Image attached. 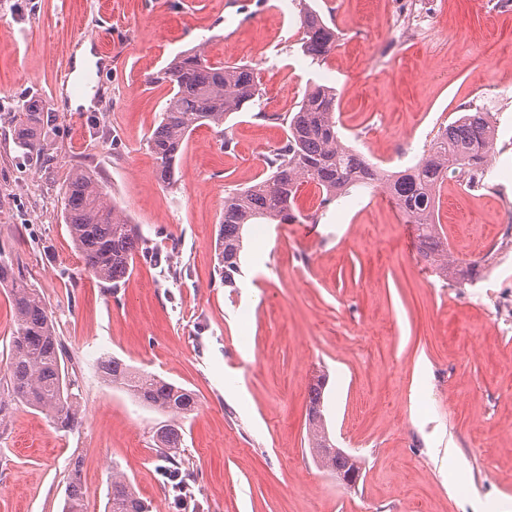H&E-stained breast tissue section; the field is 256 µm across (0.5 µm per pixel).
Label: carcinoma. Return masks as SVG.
<instances>
[{
    "mask_svg": "<svg viewBox=\"0 0 512 512\" xmlns=\"http://www.w3.org/2000/svg\"><path fill=\"white\" fill-rule=\"evenodd\" d=\"M300 25L305 29L304 53L324 61L335 50L336 30L309 6H304ZM151 84L172 86L158 126L148 138L158 178L173 184L177 160L188 135L207 126L224 135V148L231 146L224 123L236 112L254 107V117L280 121L286 126L284 143L265 159L266 172L254 184L225 193L216 240L217 272L224 286L236 287L241 273L244 232L250 224H293L310 219L298 208L305 185L320 193L327 206L354 186L378 184L396 203L409 224L417 225L419 253L428 263L461 280L478 274V264L465 268L448 261V243L437 228L436 191L448 172L474 179L483 168L496 138L489 115L464 110L440 127L419 161L398 172H388L368 162L347 145L337 129L336 93L328 87L309 90L295 112L269 114L261 109L263 97L254 70L247 65H213L202 47L176 56L147 77ZM44 113L33 103L19 107L16 146L31 159L43 156L40 140ZM64 221L89 277L117 288L128 276L134 256L145 251V241L129 218L110 203L97 176L75 170L63 188ZM10 283L15 327L9 342L5 383H0V427L9 422L8 401L28 405L48 416L57 429L71 431L81 423L79 406L73 400L63 362V344L56 334L48 306L37 289L12 264L0 258V283ZM107 381L126 390L141 404L167 415L156 431L160 454L173 472H182L181 448L184 423L197 409L195 394L157 375L137 371L112 358L102 361ZM320 376L310 386L307 413V444L321 448L320 464L333 472H359L360 462L334 449L324 425L323 387ZM87 488L81 479L80 460L72 463L65 512H84ZM109 512H150L131 483L112 473L108 493Z\"/></svg>",
    "mask_w": 512,
    "mask_h": 512,
    "instance_id": "cac0c4a2",
    "label": "carcinoma"
}]
</instances>
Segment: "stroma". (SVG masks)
I'll return each instance as SVG.
<instances>
[{
	"label": "stroma",
	"mask_w": 512,
	"mask_h": 512,
	"mask_svg": "<svg viewBox=\"0 0 512 512\" xmlns=\"http://www.w3.org/2000/svg\"><path fill=\"white\" fill-rule=\"evenodd\" d=\"M392 2L288 0L283 16L277 0H0V254L47 302L82 413L66 434L15 407L0 429V512H63L75 458L87 512H107L116 471L151 512H176L155 437L165 416L104 380L112 357L195 393L183 457L200 512H512V331L493 291L512 268L493 256L475 280L445 281L381 188L323 207L307 187L298 204L311 222L249 226L227 288L214 271L224 194L264 173L283 126L239 112L227 137L199 127L171 186L148 149L169 87L145 77L200 44L211 63L252 67L281 114L308 88L334 87L343 139L389 170L414 165L472 104L496 120L485 167L508 191L483 195L452 175L442 185L440 229L469 262L512 209V90L482 94L512 74V10L435 0L423 40L407 46ZM306 3L344 35L322 62L291 37ZM86 42L100 64L62 84ZM87 91L92 108H72ZM32 98L50 116L40 166L16 148L12 122ZM75 169L98 176L148 247L117 290L83 272L64 224ZM322 372L330 438L362 459L353 489L307 446Z\"/></svg>",
	"instance_id": "35a3bbf8"
}]
</instances>
